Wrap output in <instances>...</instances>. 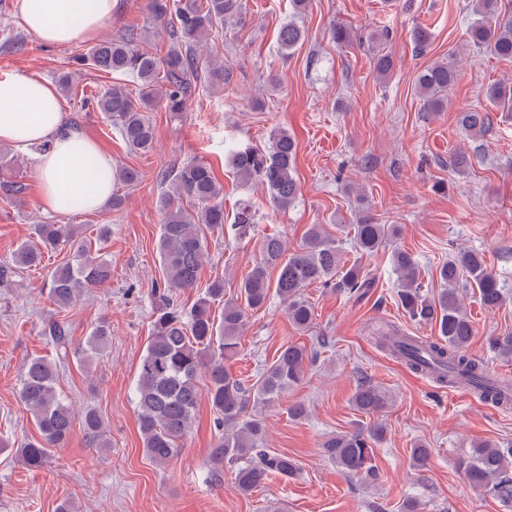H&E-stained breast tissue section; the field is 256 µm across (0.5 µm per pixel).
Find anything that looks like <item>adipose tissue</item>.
Wrapping results in <instances>:
<instances>
[{
    "mask_svg": "<svg viewBox=\"0 0 512 512\" xmlns=\"http://www.w3.org/2000/svg\"><path fill=\"white\" fill-rule=\"evenodd\" d=\"M118 0H20L23 26L41 44L97 39ZM0 142L36 154L44 210L56 215L97 211L112 198L113 165L98 145L64 122L50 82L22 73L0 79Z\"/></svg>",
    "mask_w": 512,
    "mask_h": 512,
    "instance_id": "obj_1",
    "label": "adipose tissue"
}]
</instances>
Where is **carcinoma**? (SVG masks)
Returning <instances> with one entry per match:
<instances>
[{"label": "carcinoma", "mask_w": 512, "mask_h": 512, "mask_svg": "<svg viewBox=\"0 0 512 512\" xmlns=\"http://www.w3.org/2000/svg\"><path fill=\"white\" fill-rule=\"evenodd\" d=\"M472 12L474 19L467 26L469 43L477 49L488 47L498 58L512 61V10L499 8L498 0H473ZM150 13L160 30L157 37L167 40L163 56L149 51L144 38L132 33L95 44L76 57L74 72L59 78L66 93L76 89L86 69L136 80L133 90L115 82L85 105L104 113L129 148L139 152H149L155 145L154 128L145 115L153 105L161 103L172 117L180 118L201 88L221 86L228 79L224 63L209 52L208 37L213 27L236 26L244 19L242 0H150ZM304 40V28L295 21L281 26V51L289 52ZM374 61L380 76L386 78L393 72L391 54L379 50ZM457 64L458 59L451 54L420 73L417 89L423 111L441 112L448 106L445 93L457 78ZM486 97L501 111L512 112V78L488 87ZM491 124L492 116L486 110L464 109L457 114L458 128L472 139L482 137ZM296 156V139L287 130L277 129L269 136L268 146L239 147L230 152L228 162L240 179L253 180L262 187L274 209L285 211L300 193ZM138 180L139 173L132 168L113 171L117 184L131 186ZM168 181L169 190L159 201L163 224L157 250L163 278L151 288L153 336L141 357L134 389L144 452L157 466L174 459L191 432L197 407L205 399L220 432L210 452L213 469L218 472L226 464L234 466L238 490L250 494L274 476L288 478L298 471L294 459L265 448L261 413L302 383L318 350L298 343L283 345L255 381L245 383L233 375L226 362L238 353L249 313L260 311L276 297L296 329L306 331L314 310L305 288L318 283L358 300L374 287V280L358 262L342 261L338 238L323 225L311 224L293 250L281 235H262L259 259L239 284L236 296L225 297L224 276L216 275L186 312L177 304L176 294L194 287L200 269L210 261L206 232H225L224 187L213 168L197 160L176 167ZM254 227V214L245 205L230 231L242 239L251 235ZM351 229L355 251L363 256L384 248L401 233L400 225L382 224L367 210L358 213ZM37 235V243L20 245L11 261L0 263V287L12 284L20 271L39 266L42 249L64 242L69 244L73 260L53 270L48 289L58 311L70 308L83 289L100 288L111 281L112 265L101 248L110 236L108 225L98 228L93 242L79 236L71 224H40ZM391 263L401 306L410 318L435 323L438 337L422 340L383 325L375 331L379 345L442 387L471 383L483 400L503 403L485 362L469 353L475 330L463 310V293L472 292L481 306L491 310L504 301L482 254L466 249L453 254L439 269L443 288L433 299L422 293L412 254L396 248L391 252ZM216 305L222 307L218 317L213 313ZM48 333L55 358L33 357L20 375V398L38 426L39 437L20 443L16 454L31 471L43 468L49 449L64 447L71 435L75 414L57 392L60 372L72 358L82 361L101 354L110 336L104 322L93 327L83 347L72 345L62 322H51ZM491 348L497 356L512 359V334L494 337ZM352 402L358 412L379 417L388 408L390 397L382 388L364 382L355 390ZM83 426L99 439L105 420L98 411L89 409L84 412ZM383 432L382 425L375 423L367 429L332 434L320 448L346 476L374 485L381 478L374 464V445ZM460 467L474 491L512 506V446L476 443Z\"/></svg>", "instance_id": "cac0c4a2"}]
</instances>
